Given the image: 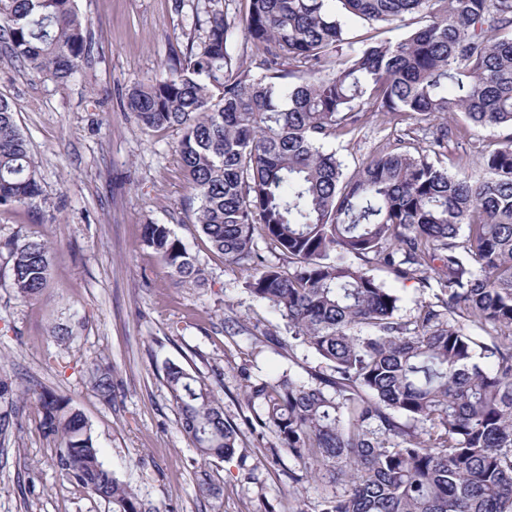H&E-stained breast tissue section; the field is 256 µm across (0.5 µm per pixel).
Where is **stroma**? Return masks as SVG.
<instances>
[{"instance_id":"obj_1","label":"stroma","mask_w":512,"mask_h":512,"mask_svg":"<svg viewBox=\"0 0 512 512\" xmlns=\"http://www.w3.org/2000/svg\"><path fill=\"white\" fill-rule=\"evenodd\" d=\"M90 53L67 83L32 77L0 55L7 99L38 165L42 195L30 207H0V512H112L107 501L68 481L56 466L59 443L43 436L42 414L15 395L34 385L70 398L87 419L104 465L153 512H282L294 492L316 502L336 493L302 477L273 431H253L244 378H305L322 363L305 348L261 340L280 316L245 289L246 271L203 241L185 201L190 194L176 131H150L122 101L133 86L165 73L196 26L192 0H77ZM414 119L368 123L355 138L329 140L345 171L373 150L420 138ZM169 225L203 268L202 284L170 277L143 241V226ZM47 241L50 280L35 301L11 285L4 241L16 233ZM436 276L396 283L403 318L433 300ZM71 327L72 339L56 331ZM200 377L239 428L231 457L201 461L184 436L164 379L167 363ZM112 370L115 393L92 388L96 369ZM209 471L215 494L195 474Z\"/></svg>"}]
</instances>
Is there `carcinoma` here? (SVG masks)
<instances>
[{
	"instance_id": "obj_1",
	"label": "carcinoma",
	"mask_w": 512,
	"mask_h": 512,
	"mask_svg": "<svg viewBox=\"0 0 512 512\" xmlns=\"http://www.w3.org/2000/svg\"><path fill=\"white\" fill-rule=\"evenodd\" d=\"M242 22L204 0L184 59L133 87L124 106L147 130L176 129L195 223L211 250L252 271L245 288L269 304L288 336L328 373L246 385L256 423L316 477L342 492L289 512H512V0H246ZM420 15L397 42L349 24ZM243 25L252 60L231 46ZM75 0H0V51L60 84L88 56ZM397 117L422 129L421 152L385 146L352 172L332 139ZM509 131L477 151L488 172L472 183L435 165L467 127ZM40 196L37 163L9 103L0 98V205ZM144 242L170 276L202 269L166 224ZM262 239L284 256L274 264ZM13 288L36 300L50 276V247L16 235L4 243ZM397 281L438 276L435 301L410 319ZM492 326L475 336L470 328ZM490 360L485 367L481 360ZM180 427L201 458L227 456L239 430L200 378L165 366ZM94 388L112 402L108 370ZM40 428L60 441L57 466L113 512H145L100 459L91 428L68 399L27 386Z\"/></svg>"
}]
</instances>
